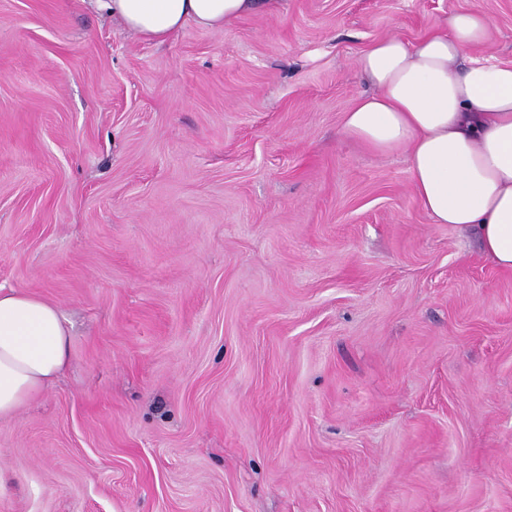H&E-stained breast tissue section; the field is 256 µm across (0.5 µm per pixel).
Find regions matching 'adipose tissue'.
Here are the masks:
<instances>
[{
    "label": "adipose tissue",
    "instance_id": "ef3b65f1",
    "mask_svg": "<svg viewBox=\"0 0 512 512\" xmlns=\"http://www.w3.org/2000/svg\"><path fill=\"white\" fill-rule=\"evenodd\" d=\"M270 0H96L142 40L162 45L187 25L220 31ZM491 28L451 13L417 43L377 40L356 66L373 86L343 130L371 149L407 148L414 194L436 224L475 233L483 256L512 273V64L475 55ZM70 333L54 303L0 287V421L66 368Z\"/></svg>",
    "mask_w": 512,
    "mask_h": 512
}]
</instances>
